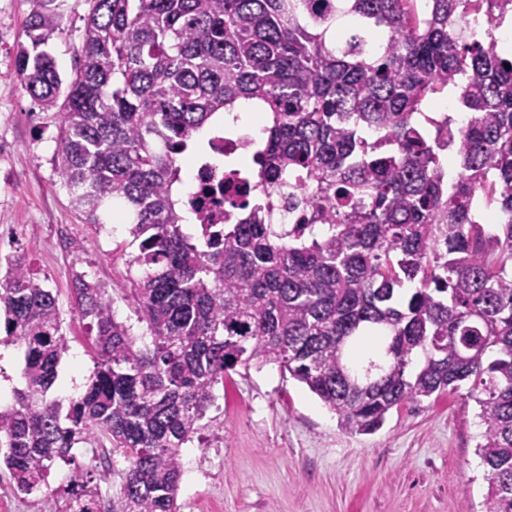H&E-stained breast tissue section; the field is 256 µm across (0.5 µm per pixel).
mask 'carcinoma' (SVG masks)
Masks as SVG:
<instances>
[{"label": "carcinoma", "mask_w": 512, "mask_h": 512, "mask_svg": "<svg viewBox=\"0 0 512 512\" xmlns=\"http://www.w3.org/2000/svg\"><path fill=\"white\" fill-rule=\"evenodd\" d=\"M30 3L13 75L60 113L54 173L73 209L129 225L149 342L75 276L95 368L68 402L48 398L70 351L58 296L5 258L0 345L24 349L25 387L0 404L13 486L42 512H99L80 468L63 501L49 477L106 441L128 466L104 512H179L182 448L224 373L275 365L349 433L468 385L486 512H512V52L495 35L512 0ZM83 4L66 82L47 47ZM450 86L470 120L432 141L417 115ZM242 101L270 118L263 196L189 234L180 159Z\"/></svg>", "instance_id": "cac0c4a2"}]
</instances>
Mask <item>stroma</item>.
<instances>
[{
	"label": "stroma",
	"instance_id": "35a3bbf8",
	"mask_svg": "<svg viewBox=\"0 0 512 512\" xmlns=\"http://www.w3.org/2000/svg\"><path fill=\"white\" fill-rule=\"evenodd\" d=\"M28 0H0V258L25 254L57 293L71 349L53 395L81 392L95 354L72 311L74 274L111 299L116 318L145 331L125 280L126 225L85 223L52 169L60 116L39 111L11 74ZM84 9L49 46L71 73ZM477 407L465 390L392 410L372 434L341 430L308 388L277 367L224 377L200 438L182 451L180 512H484Z\"/></svg>",
	"mask_w": 512,
	"mask_h": 512
}]
</instances>
